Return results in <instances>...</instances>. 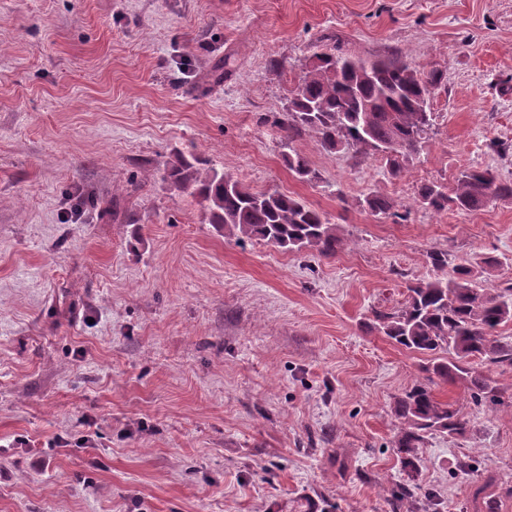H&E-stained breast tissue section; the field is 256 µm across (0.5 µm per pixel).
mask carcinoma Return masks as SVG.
I'll return each mask as SVG.
<instances>
[{
  "mask_svg": "<svg viewBox=\"0 0 512 512\" xmlns=\"http://www.w3.org/2000/svg\"><path fill=\"white\" fill-rule=\"evenodd\" d=\"M315 58L277 120L285 132L289 169L302 181L320 179L309 160L291 148L294 139L308 134L326 151L377 155L391 174L402 173L418 157L432 129L430 100L440 72L419 71L402 53L367 60L335 47L315 53ZM165 171L177 188L198 200L208 223L228 238L260 240L289 252L314 250L322 256L336 254L343 245L337 225L300 199L254 192L194 153L174 150ZM508 196L511 182H499L487 170L469 169L459 174L451 189L436 183L420 185L415 201L434 211H478ZM365 203L375 215L392 209L383 195H370ZM430 260L436 275L409 287L402 308L374 311L379 332L411 352L432 357L429 376L407 390L395 406L400 421L396 447L411 466L427 435L463 436L469 429L459 410L434 396V379L459 383L475 402L496 405L500 400L492 379L473 362L512 371V341L498 335L499 328L512 321V284L485 288L471 264L457 265L449 273L446 252H434ZM414 489L399 486L393 493V512H413Z\"/></svg>",
  "mask_w": 512,
  "mask_h": 512,
  "instance_id": "1",
  "label": "carcinoma"
}]
</instances>
